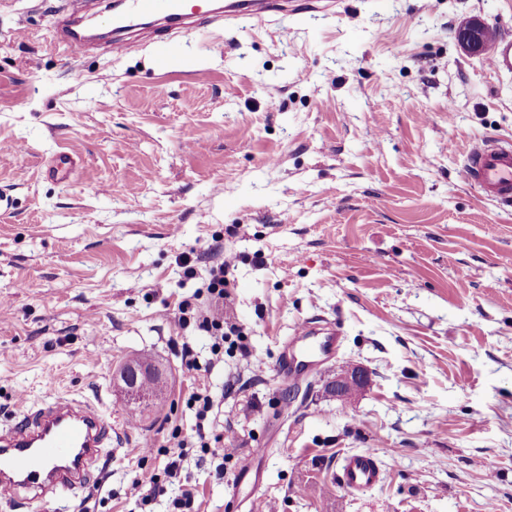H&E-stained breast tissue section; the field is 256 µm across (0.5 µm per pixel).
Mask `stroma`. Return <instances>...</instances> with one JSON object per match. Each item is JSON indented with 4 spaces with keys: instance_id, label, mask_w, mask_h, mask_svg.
I'll use <instances>...</instances> for the list:
<instances>
[{
    "instance_id": "35a3bbf8",
    "label": "stroma",
    "mask_w": 512,
    "mask_h": 512,
    "mask_svg": "<svg viewBox=\"0 0 512 512\" xmlns=\"http://www.w3.org/2000/svg\"><path fill=\"white\" fill-rule=\"evenodd\" d=\"M62 4L0 0V142L23 147L0 154V427L51 386L111 415L112 449L28 512H176L186 489L195 512H512V210L462 175L473 143L512 141V72L455 37L477 17L512 38V0H338L77 59ZM70 149L71 176L46 177ZM228 254L244 340L215 361L179 303L206 310ZM302 322L340 342L298 395L278 366ZM132 357L164 399L115 385ZM353 366L344 403L326 383ZM201 390L211 451L168 478ZM364 449L383 480L347 493Z\"/></svg>"
}]
</instances>
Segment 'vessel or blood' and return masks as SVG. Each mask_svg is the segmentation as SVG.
<instances>
[{"label":"vessel or blood","instance_id":"b4317fda","mask_svg":"<svg viewBox=\"0 0 512 512\" xmlns=\"http://www.w3.org/2000/svg\"><path fill=\"white\" fill-rule=\"evenodd\" d=\"M126 16L141 25H154L168 32L189 34L204 19L260 18L284 11L315 10L314 0H225L223 11L190 0H126ZM77 12L62 16L58 39L65 51L81 57L91 47ZM489 63L493 69L512 70V40L490 31ZM463 176L487 198L512 205V142L485 140L477 143L463 164ZM339 343L338 334L327 336L319 348H306L299 362L282 360L286 379L299 381L313 367L317 350L329 351ZM112 445V422L94 405L50 394L41 404L23 411L19 423L0 430V489L12 495V512H23L25 490L38 498L56 499L81 488L93 466ZM381 481L379 460L366 449L345 457L340 482L347 490L371 488Z\"/></svg>","mask_w":512,"mask_h":512}]
</instances>
